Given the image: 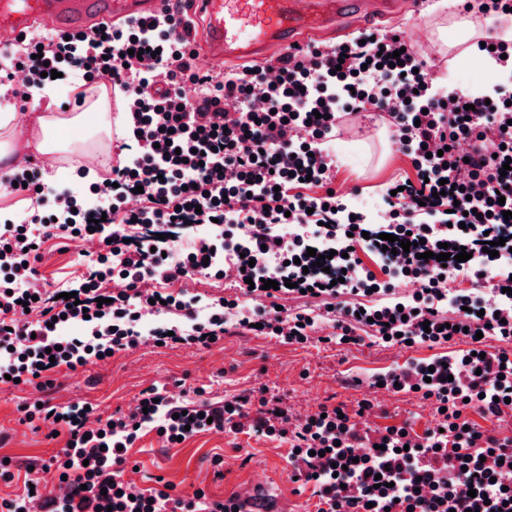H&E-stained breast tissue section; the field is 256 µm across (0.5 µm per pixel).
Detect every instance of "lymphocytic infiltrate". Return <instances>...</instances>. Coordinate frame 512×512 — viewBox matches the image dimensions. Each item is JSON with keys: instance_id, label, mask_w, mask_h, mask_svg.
I'll use <instances>...</instances> for the list:
<instances>
[{"instance_id": "f902f5d3", "label": "lymphocytic infiltrate", "mask_w": 512, "mask_h": 512, "mask_svg": "<svg viewBox=\"0 0 512 512\" xmlns=\"http://www.w3.org/2000/svg\"><path fill=\"white\" fill-rule=\"evenodd\" d=\"M176 12L124 22L101 23L70 36L30 38L17 62L26 75L14 94L51 85L45 68L93 86L110 80L125 101L122 135L137 142L133 156L112 167L115 187L94 204L71 195L69 209L42 211L49 184L40 169L26 166L6 178L5 189L24 184L35 211L0 225V385L21 384L77 370L99 355L134 348L143 312L179 316L173 327L153 330L162 344H214L224 334L220 304L206 317L196 302L161 293L144 311L130 307L131 294L144 281L169 284L195 274L221 276L216 261L227 254L237 284L260 280L277 265L279 289L263 293L266 306L240 313L242 327L261 324L263 333L303 343L315 325L308 314L289 315L277 304L288 283H299L307 297L325 301L335 313L341 337L356 344L360 327L399 344L441 345L487 332L512 337V317L497 315L498 302L512 299V274L489 256L487 241L502 237L504 211L512 212V89L496 90L484 100L467 93L437 92L422 71L413 49H402L393 34L363 32L362 42L313 47L279 60L272 81L263 69L216 75L196 70V51L184 38ZM198 86L186 98L184 85ZM473 112H466V105ZM386 113L401 147L411 157L417 180H402L396 195L386 196L393 219L371 225L336 195L291 196L288 186L301 178L326 189L334 159L326 144L336 134L342 113L365 107ZM498 145L496 156H464L458 145L467 138ZM234 221L236 237L209 238L176 257L155 251L153 226L189 222ZM343 233L345 247L380 234L411 237L417 247L395 258L397 275L408 274L421 286L405 300L387 301L357 311L337 305L344 291H364L365 283H341L354 258L334 255L330 273L311 272L310 241L324 227ZM108 233L110 243L78 291L77 305L28 283L36 273L41 239L62 232ZM466 234L472 256L464 262L437 261L440 244H455ZM464 274L471 281L495 279L500 290L490 302L478 290L445 295L440 279ZM120 277L126 288L106 283ZM455 316H448V309ZM35 320H27V313ZM87 322L85 336H65V323ZM54 357H45V349ZM388 383L418 388L435 400L437 430L414 438L393 427L379 433L360 415L372 408L362 401L357 415H340L338 406L293 419L282 398H255L246 392L230 402L176 400L150 389L129 414L92 416L84 404L59 409L31 400L22 407L27 422L60 428L66 441L42 463L43 472L62 477L66 492L52 512H247L239 496L213 500L204 490L192 495L169 489L138 490L123 478L127 450L138 428L156 423L167 443L185 432L204 429L235 433L243 417L253 432L286 439L291 474L313 485L317 512H512V437L471 424L467 409L496 420L512 414V356L464 353L454 360L412 362L392 372ZM428 486L420 494L419 486Z\"/></svg>"}]
</instances>
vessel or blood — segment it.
<instances>
[{"label":"vessel or blood","instance_id":"vessel-or-blood-1","mask_svg":"<svg viewBox=\"0 0 512 512\" xmlns=\"http://www.w3.org/2000/svg\"><path fill=\"white\" fill-rule=\"evenodd\" d=\"M174 6V0H0V38L19 41L44 18L56 32L74 33L94 20L149 19ZM409 8V0H191L184 22L198 27V57L206 66L256 68Z\"/></svg>","mask_w":512,"mask_h":512}]
</instances>
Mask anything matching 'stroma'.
<instances>
[{"instance_id": "obj_1", "label": "stroma", "mask_w": 512, "mask_h": 512, "mask_svg": "<svg viewBox=\"0 0 512 512\" xmlns=\"http://www.w3.org/2000/svg\"><path fill=\"white\" fill-rule=\"evenodd\" d=\"M450 22L437 0H425L420 13L406 14L393 23L378 21L374 27L400 33L412 45L422 46L429 77L452 90L463 91L469 81L492 80L482 59L464 53L462 47H448L440 39L439 28ZM329 151L335 157L332 186L337 194L365 204L382 201L390 182L416 177L411 158L392 139L383 118L372 122L358 115L342 116ZM39 253L38 283L45 287L77 285L93 267V256L76 250L65 236L43 239ZM163 290L196 298L201 316L207 314L208 303L220 298L245 309L259 303L232 280L218 277L197 275L166 284ZM333 332L332 323L324 321L308 342L291 344L230 324L222 339L208 347H161L146 339L106 361L62 373L48 397L60 407L89 401L106 414L129 411L149 387L178 400L198 390L219 400L264 386L269 394L286 397L293 405L309 398L317 405L342 404L352 410L362 399L375 400L367 419L374 428L403 425L414 436L433 428L431 401L413 392L375 389L371 383L413 361L462 354L468 348L466 341L405 347L368 336L356 345H340L332 341ZM34 393L31 386H0V459L30 462L48 458L63 447V438H49V426L35 431L21 423L18 407ZM288 451L282 439L248 431H203L182 443L167 444L155 429L146 427L128 451L124 477L141 488L163 482L182 494L200 488L213 499L256 487L274 512H316L318 499L312 485L289 477Z\"/></svg>"}]
</instances>
